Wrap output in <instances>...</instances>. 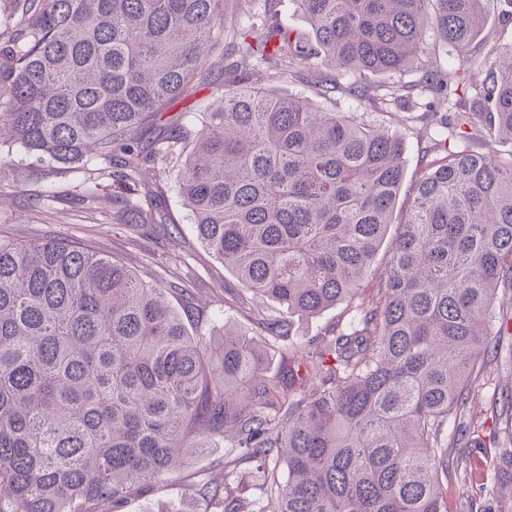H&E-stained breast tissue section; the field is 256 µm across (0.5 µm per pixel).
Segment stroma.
<instances>
[{"label":"stroma","mask_w":512,"mask_h":512,"mask_svg":"<svg viewBox=\"0 0 512 512\" xmlns=\"http://www.w3.org/2000/svg\"><path fill=\"white\" fill-rule=\"evenodd\" d=\"M512 9V0H484L487 27L483 41L470 51L472 62L486 52L512 54V28H502L501 18ZM332 98L342 112H363L368 120L389 127L405 143V179L394 212L402 221L413 200L414 186L422 174L423 152L429 146V131L420 121L422 99L383 110L353 99L344 91ZM163 193L166 219L161 224L128 228L112 221L111 179L78 169H58L17 149L0 162V237L14 241L36 238H66L90 246L101 255L124 262L137 274L151 272L163 286L184 278L198 293L200 320L195 333L221 334L225 325L257 336L258 328L237 307V279L225 271L200 243L191 213L181 204L175 178L165 180ZM93 196L92 206L78 201L79 195ZM349 303L343 302L313 318L297 317L288 338L269 366L270 375L287 370L297 350L323 343L330 329L346 322ZM512 389V338L504 337L498 354L485 371L470 415L479 428L480 444L470 454L477 466L473 479L448 478V512H512V424L501 416L502 394ZM231 448L224 440L171 474L165 485L131 500L125 512H205V503L192 485L202 479L223 480L224 459Z\"/></svg>","instance_id":"35a3bbf8"}]
</instances>
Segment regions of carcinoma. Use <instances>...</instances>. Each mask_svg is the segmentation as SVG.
Masks as SVG:
<instances>
[{
	"label": "carcinoma",
	"mask_w": 512,
	"mask_h": 512,
	"mask_svg": "<svg viewBox=\"0 0 512 512\" xmlns=\"http://www.w3.org/2000/svg\"><path fill=\"white\" fill-rule=\"evenodd\" d=\"M226 0H13L0 20V158L19 146L64 169L102 160L130 191L148 163L176 172L198 238L242 284L267 337L224 325L193 336L168 288L62 239H0V512H124L144 489L223 438L224 484L198 483L211 512H448V449L470 448L473 384L512 311V55L486 54L463 90L475 108L424 119L427 164L372 302L354 306L301 364L296 397L263 373L295 315L352 300L385 241L405 177L404 142L365 113L319 108L274 84L338 88L370 104L418 90L451 99L453 68L485 28L483 0H295L292 39L265 0L259 24H227ZM413 84L367 86L364 73ZM348 80L342 84L341 80ZM211 90L199 127L177 101ZM122 198L112 220L165 217ZM287 478L279 479L281 466Z\"/></svg>",
	"instance_id": "obj_1"
}]
</instances>
